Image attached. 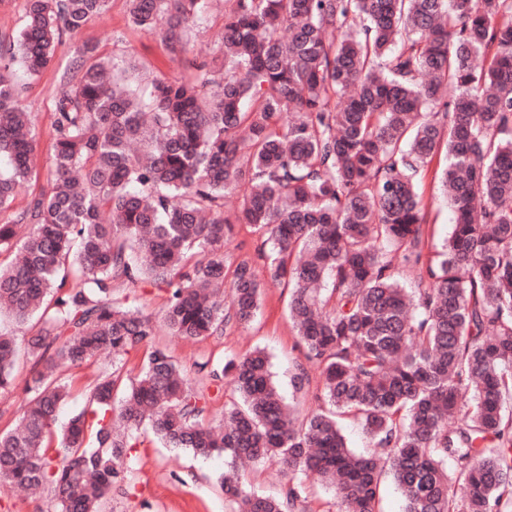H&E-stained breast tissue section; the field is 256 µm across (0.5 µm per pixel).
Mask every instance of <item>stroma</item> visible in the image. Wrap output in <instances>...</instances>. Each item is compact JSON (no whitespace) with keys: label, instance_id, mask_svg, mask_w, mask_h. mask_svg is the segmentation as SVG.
Returning a JSON list of instances; mask_svg holds the SVG:
<instances>
[{"label":"stroma","instance_id":"1","mask_svg":"<svg viewBox=\"0 0 512 512\" xmlns=\"http://www.w3.org/2000/svg\"><path fill=\"white\" fill-rule=\"evenodd\" d=\"M83 46L93 47L97 55L108 58L117 68H134L145 86L155 76L183 81H193L199 76L196 66L171 57L159 33L130 25L127 0H110L104 14L93 18L77 32L63 36L55 50L53 67L37 76L19 79L18 104L35 117L39 176L17 197L14 210H21L32 196L49 189L45 172L53 140L54 100L64 67ZM422 192L426 212L424 255L431 258L448 237L453 214L434 172L426 173ZM129 294L137 298L145 313L158 320L156 345L186 369H193L195 363L204 361L222 364L258 346L270 357L273 376L285 401L297 402L306 408L314 406L321 387L319 377H312L303 394L295 391L291 380L293 365L300 360L301 353L288 319L287 288L273 285L265 288L260 312L248 328H230L224 335L209 336L193 344L183 342L161 325L165 306L163 292L146 287L130 289ZM140 435L143 444L137 450L138 460L128 478L113 487L102 512H229L221 483L227 469L223 457L203 459L183 449L165 447L145 429Z\"/></svg>","mask_w":512,"mask_h":512}]
</instances>
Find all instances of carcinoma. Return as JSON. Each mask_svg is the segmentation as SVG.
Instances as JSON below:
<instances>
[{
  "label": "carcinoma",
  "instance_id": "carcinoma-1",
  "mask_svg": "<svg viewBox=\"0 0 512 512\" xmlns=\"http://www.w3.org/2000/svg\"><path fill=\"white\" fill-rule=\"evenodd\" d=\"M109 2L27 0L0 50V254L12 256L0 318L29 335L33 360L22 413L0 431V486L101 512L145 424L171 448L224 454L232 512H297L311 476L338 512H376L386 471L404 512H512V0H226L211 94L206 78L155 79L144 96L86 47L60 78L50 189L15 212L35 176L17 71L52 66L63 34ZM210 5L129 0L128 19L185 59ZM442 153L454 224L425 261L419 180ZM235 224L267 235L264 277L228 261ZM144 283L167 294L162 321L186 340L249 325L266 285L288 287L294 387L318 371V408L285 403L256 348L195 364L237 395L208 423L207 396L155 345L156 321L114 295ZM18 354L0 330V393ZM103 354L112 371L57 429L72 391L58 370ZM343 415L369 454L348 447ZM268 461L286 469L281 491H246L237 464Z\"/></svg>",
  "mask_w": 512,
  "mask_h": 512
}]
</instances>
